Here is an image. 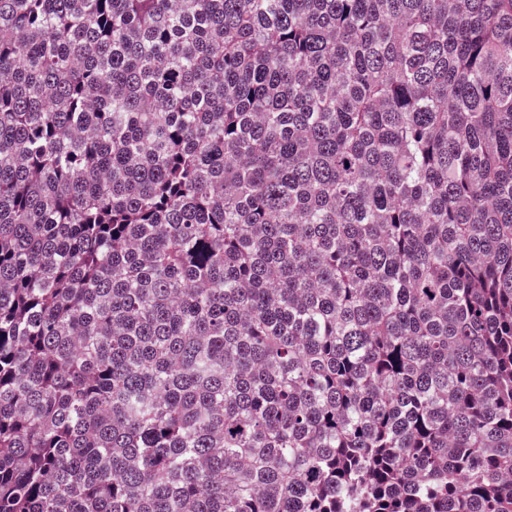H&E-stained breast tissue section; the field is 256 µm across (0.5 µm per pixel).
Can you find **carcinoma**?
<instances>
[{
	"mask_svg": "<svg viewBox=\"0 0 512 512\" xmlns=\"http://www.w3.org/2000/svg\"><path fill=\"white\" fill-rule=\"evenodd\" d=\"M0 512H512V0H0Z\"/></svg>",
	"mask_w": 512,
	"mask_h": 512,
	"instance_id": "carcinoma-1",
	"label": "carcinoma"
}]
</instances>
